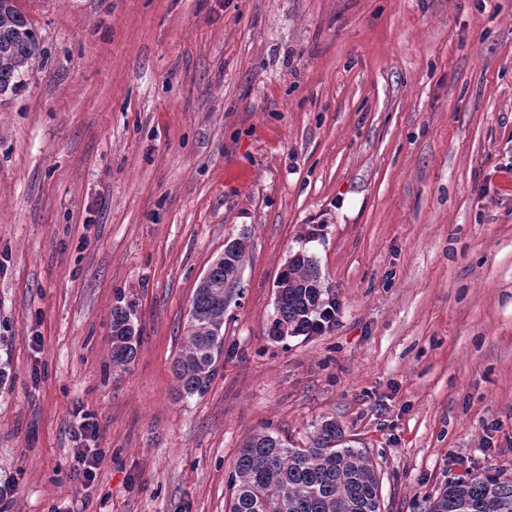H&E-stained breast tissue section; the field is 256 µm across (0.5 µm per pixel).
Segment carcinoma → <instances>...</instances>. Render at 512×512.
I'll return each instance as SVG.
<instances>
[{
  "instance_id": "obj_1",
  "label": "carcinoma",
  "mask_w": 512,
  "mask_h": 512,
  "mask_svg": "<svg viewBox=\"0 0 512 512\" xmlns=\"http://www.w3.org/2000/svg\"><path fill=\"white\" fill-rule=\"evenodd\" d=\"M43 57L38 34L14 4L0 0V95L16 91ZM246 237L224 244L191 300L184 341L173 362L178 392L203 395L224 353V312L240 295ZM322 273L306 251H296L276 278L275 341L308 335L325 307ZM136 313L129 305L112 308V367H126L141 343ZM225 512H382L379 478L371 457L350 445L334 418L321 422L308 446L296 448L266 430L241 447L229 476ZM427 512H512V479L489 472L448 482Z\"/></svg>"
}]
</instances>
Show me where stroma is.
<instances>
[{
  "mask_svg": "<svg viewBox=\"0 0 512 512\" xmlns=\"http://www.w3.org/2000/svg\"><path fill=\"white\" fill-rule=\"evenodd\" d=\"M17 6L44 58L0 97V512H224L248 436L331 417L383 512L512 477V0ZM243 234L216 376L179 398L192 294ZM299 250L335 319L275 342ZM137 317L130 305L117 304L112 308V366L125 368L135 358L141 343ZM76 456L79 464V475L85 484L92 482L96 476V470L102 462L100 452L92 448H76Z\"/></svg>",
  "mask_w": 512,
  "mask_h": 512,
  "instance_id": "1",
  "label": "stroma"
}]
</instances>
